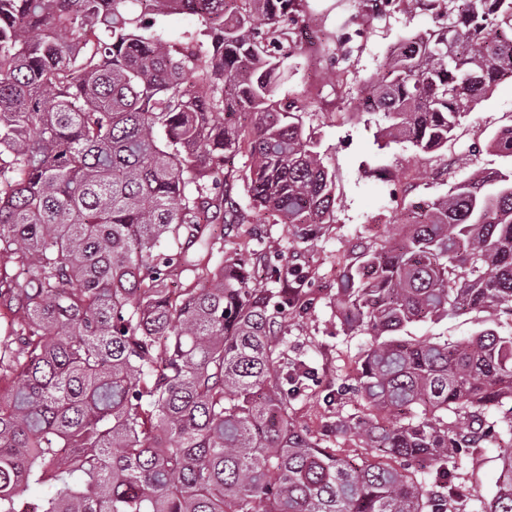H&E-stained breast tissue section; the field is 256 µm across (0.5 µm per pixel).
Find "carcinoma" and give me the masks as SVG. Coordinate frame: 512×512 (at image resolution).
<instances>
[{
	"label": "carcinoma",
	"mask_w": 512,
	"mask_h": 512,
	"mask_svg": "<svg viewBox=\"0 0 512 512\" xmlns=\"http://www.w3.org/2000/svg\"><path fill=\"white\" fill-rule=\"evenodd\" d=\"M444 9L356 104L424 155L512 82V0ZM165 13L202 28L165 41ZM300 22L299 0H0V258L19 270L0 269V512L45 486L36 512H457L448 463L502 438L490 413L512 403V332L488 326L512 314V165L343 254L336 311L371 340L324 399L363 410L314 433L297 404L317 371L288 346L307 275L244 229L306 243L333 218L306 103L277 97ZM487 147L512 159V127ZM215 224L240 229L231 251ZM472 311L470 339L403 337ZM508 434L482 512H512Z\"/></svg>",
	"instance_id": "carcinoma-1"
}]
</instances>
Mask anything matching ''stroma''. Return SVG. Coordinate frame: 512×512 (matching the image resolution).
Listing matches in <instances>:
<instances>
[{"label": "stroma", "mask_w": 512, "mask_h": 512, "mask_svg": "<svg viewBox=\"0 0 512 512\" xmlns=\"http://www.w3.org/2000/svg\"><path fill=\"white\" fill-rule=\"evenodd\" d=\"M309 34L285 64L279 97H298L307 107L302 122L313 132L335 182L333 222L313 245L294 243L285 225H257L273 254L294 253L309 278L314 303L307 317L291 326V350L319 368V384L345 376L368 338L348 332L337 317L332 296L342 276L339 262L360 237L386 239L397 232L405 208L435 199L475 168H504L508 160L485 150L491 134L512 125V83L500 84L478 104L447 149L419 155L405 142H383L386 120L357 111L360 85L374 76L389 50L403 37L447 23V15L403 0H383L372 11L369 0H302ZM482 327L476 313L454 314L439 323H416L407 333L417 340L458 341ZM502 450L489 442L462 465L458 512H482L494 490Z\"/></svg>", "instance_id": "obj_1"}]
</instances>
